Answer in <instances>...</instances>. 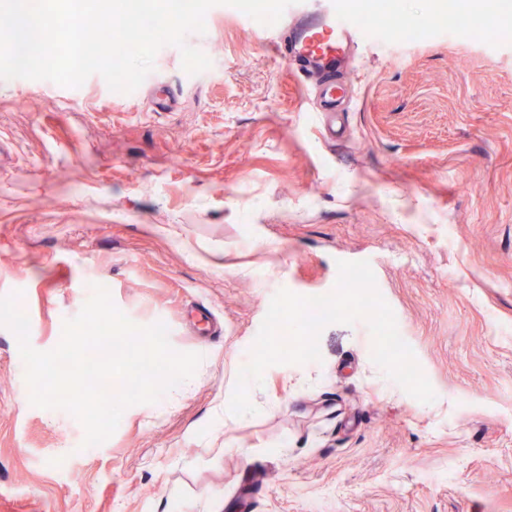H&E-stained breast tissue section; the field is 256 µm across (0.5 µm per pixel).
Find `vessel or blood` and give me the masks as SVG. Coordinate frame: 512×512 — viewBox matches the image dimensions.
<instances>
[{
  "mask_svg": "<svg viewBox=\"0 0 512 512\" xmlns=\"http://www.w3.org/2000/svg\"><path fill=\"white\" fill-rule=\"evenodd\" d=\"M296 17L290 34L267 31L273 52L298 64L302 75H331L361 37V30L340 0H297L285 10Z\"/></svg>",
  "mask_w": 512,
  "mask_h": 512,
  "instance_id": "vessel-or-blood-1",
  "label": "vessel or blood"
}]
</instances>
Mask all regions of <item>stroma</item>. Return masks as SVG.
<instances>
[{"label":"stroma","instance_id":"35a3bbf8","mask_svg":"<svg viewBox=\"0 0 512 512\" xmlns=\"http://www.w3.org/2000/svg\"><path fill=\"white\" fill-rule=\"evenodd\" d=\"M327 111L241 10L160 49L133 92L0 79V296L30 343L105 284L136 325L202 360L87 447L29 402L0 327V512H512V38L493 0H395ZM276 251H269V244ZM369 262L437 398L371 359L364 321L322 359L269 367L258 412L226 413L272 297L326 295Z\"/></svg>","mask_w":512,"mask_h":512}]
</instances>
